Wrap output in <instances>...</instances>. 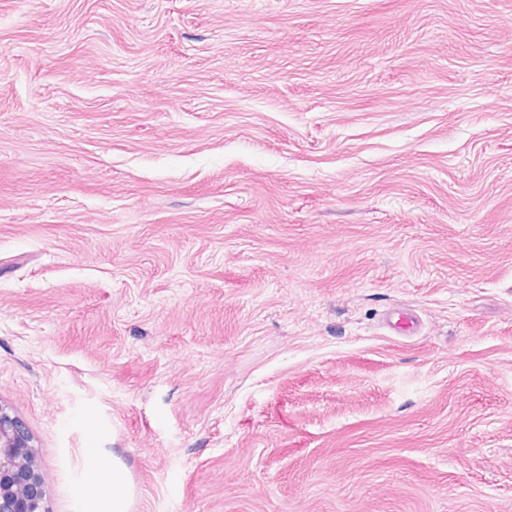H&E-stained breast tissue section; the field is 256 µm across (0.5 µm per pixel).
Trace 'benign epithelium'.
Segmentation results:
<instances>
[{
	"instance_id": "benign-epithelium-1",
	"label": "benign epithelium",
	"mask_w": 512,
	"mask_h": 512,
	"mask_svg": "<svg viewBox=\"0 0 512 512\" xmlns=\"http://www.w3.org/2000/svg\"><path fill=\"white\" fill-rule=\"evenodd\" d=\"M46 496L32 434L0 403V512H46Z\"/></svg>"
}]
</instances>
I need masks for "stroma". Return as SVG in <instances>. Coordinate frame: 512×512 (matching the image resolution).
Instances as JSON below:
<instances>
[{"instance_id":"obj_1","label":"stroma","mask_w":512,"mask_h":512,"mask_svg":"<svg viewBox=\"0 0 512 512\" xmlns=\"http://www.w3.org/2000/svg\"><path fill=\"white\" fill-rule=\"evenodd\" d=\"M0 402L47 512H512V0H0ZM112 482V493L107 482ZM124 478L112 464L107 469L101 448H90L87 452L86 479L82 484V499L87 502L89 512H125L123 495Z\"/></svg>"}]
</instances>
